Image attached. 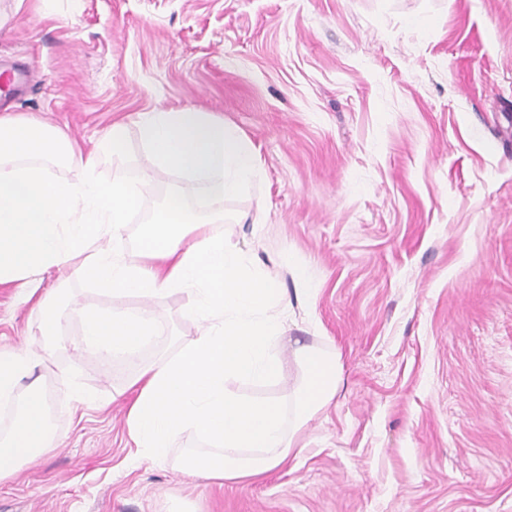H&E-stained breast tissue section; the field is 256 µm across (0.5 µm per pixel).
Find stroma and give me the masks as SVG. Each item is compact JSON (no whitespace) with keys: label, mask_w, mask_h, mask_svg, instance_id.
<instances>
[{"label":"stroma","mask_w":512,"mask_h":512,"mask_svg":"<svg viewBox=\"0 0 512 512\" xmlns=\"http://www.w3.org/2000/svg\"><path fill=\"white\" fill-rule=\"evenodd\" d=\"M39 76L0 108L104 157L103 183L150 173L121 246L173 189L242 216L224 233L268 269L291 340L332 345L342 382L302 452L266 477L187 475L184 434L138 461L129 367L65 316L39 373L56 447L0 480V512H512V0H0V59ZM196 107L255 146L258 173L215 201L152 169L139 113ZM313 293L296 294L298 277ZM64 288L88 307H136L41 274L0 285V347L39 342L37 305ZM155 301L153 360L195 326ZM97 405L77 407L73 392Z\"/></svg>","instance_id":"obj_1"}]
</instances>
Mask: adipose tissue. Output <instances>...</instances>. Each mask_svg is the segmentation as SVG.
I'll use <instances>...</instances> for the list:
<instances>
[{
  "instance_id": "adipose-tissue-1",
  "label": "adipose tissue",
  "mask_w": 512,
  "mask_h": 512,
  "mask_svg": "<svg viewBox=\"0 0 512 512\" xmlns=\"http://www.w3.org/2000/svg\"><path fill=\"white\" fill-rule=\"evenodd\" d=\"M138 128L153 168L182 173L211 198L239 193L257 174L252 143L199 109L142 112ZM126 133L125 123L113 122L84 153L59 128L0 119V284L55 269L62 281L141 298L136 308L77 311L83 343L104 357L138 363L126 387L137 392L127 425L140 459L159 460L190 432L207 449L184 457L187 474L219 484L263 477L287 462L306 424L334 400L340 355L330 346H295L297 374L285 399H252L230 389L233 380L282 379L289 303L271 272L253 266L218 231L223 212L199 214L177 192L152 213L135 250L103 248V240L122 237L128 216L141 206V184L105 185L95 177L104 155L123 151ZM56 167L78 176L55 179ZM176 292L190 297L183 317L198 324V335L140 363L160 330L152 301ZM39 314L38 347L0 348V406L24 401L13 428L0 437V479L51 447L46 388L17 393L54 346L61 318L56 297L44 298Z\"/></svg>"
}]
</instances>
